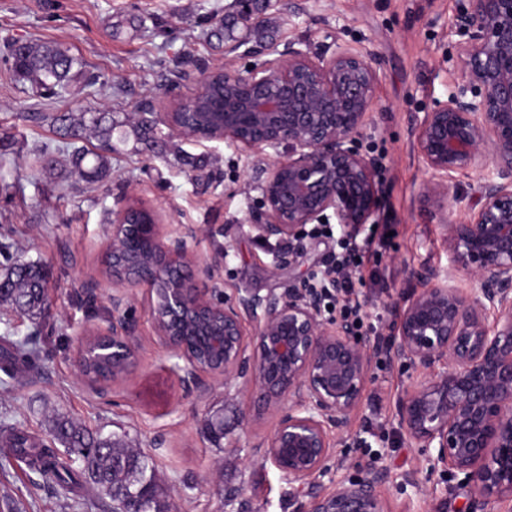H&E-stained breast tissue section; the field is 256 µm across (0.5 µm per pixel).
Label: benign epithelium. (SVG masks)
<instances>
[{
    "label": "benign epithelium",
    "mask_w": 512,
    "mask_h": 512,
    "mask_svg": "<svg viewBox=\"0 0 512 512\" xmlns=\"http://www.w3.org/2000/svg\"><path fill=\"white\" fill-rule=\"evenodd\" d=\"M454 19L464 40L448 100L424 113L413 149L430 173L423 190L448 247V269L406 271L413 290L398 308L391 338L356 335L348 320L324 317L302 282L280 295H222L224 258L192 253L164 225L131 224L129 206L104 228L112 243V322L80 333L123 371L137 363L130 291L146 288L160 342L183 365V384L207 376L224 391L246 390L277 422L264 459L303 498L302 512H383L378 487L392 480L375 464L322 489L327 461L349 433L373 360L384 352L416 375L400 397L404 435L425 449L430 469L463 478L468 512L512 502V0H467ZM224 28V65L201 69L197 85L163 113L169 129L192 141H224L274 151L256 189L265 221L255 237L303 238L309 224L361 230L379 209L377 159L359 147L373 111L377 69L368 55L341 45L313 51L270 41L283 24V0H233ZM269 58L242 76L240 49ZM480 167L476 202L448 219L457 176ZM272 273L296 252L276 250ZM469 287L459 284L460 277Z\"/></svg>",
    "instance_id": "1"
}]
</instances>
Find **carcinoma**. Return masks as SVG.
Returning <instances> with one entry per match:
<instances>
[{
	"mask_svg": "<svg viewBox=\"0 0 512 512\" xmlns=\"http://www.w3.org/2000/svg\"><path fill=\"white\" fill-rule=\"evenodd\" d=\"M10 59L16 76L45 91L63 87L76 64L60 45L30 44L26 53L12 55ZM59 121L74 142L89 136L98 142L95 151L74 148V172L87 182L105 179L110 172L108 154L112 153L115 130L112 113L87 109L69 112ZM130 133L136 142L149 149L167 150L168 141L147 109L138 115ZM48 282L46 265L11 257L9 264L0 269V304L7 305L19 316L37 319L49 306ZM38 358L39 352L25 344L6 340L0 347V369L7 374L13 372L18 362ZM48 427V440L15 428L4 431L3 440L15 454L28 459L32 470L66 492L87 486L99 498L111 501L132 492L146 498L154 512H171L169 497L150 457L125 446L122 438L104 437L63 413L54 414ZM60 446L66 449V454L59 453Z\"/></svg>",
	"mask_w": 512,
	"mask_h": 512,
	"instance_id": "cac0c4a2",
	"label": "carcinoma"
}]
</instances>
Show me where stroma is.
<instances>
[{"label": "stroma", "instance_id": "35a3bbf8", "mask_svg": "<svg viewBox=\"0 0 512 512\" xmlns=\"http://www.w3.org/2000/svg\"><path fill=\"white\" fill-rule=\"evenodd\" d=\"M230 0H0V247L45 264L52 275L50 305L40 322L0 305V337L40 351V366L0 372V428L42 435L49 415L61 412L103 435L123 438L150 456L178 512H301L287 479L263 457L260 444L273 429L250 396L225 394L218 384L184 386L177 359L159 341L146 289L132 291L139 362L125 380L95 389L79 374V333L112 320V289L104 275L103 226L131 202L158 210L163 223L187 232L190 248L208 257L227 249L218 272L225 297L237 289L281 294L308 278L336 250L332 240L307 237L297 261L271 273V244L257 240L261 223L256 184L262 154L224 142L172 135L183 154L204 169L178 163L127 138L124 124L139 103L163 113L189 94L204 64L224 61V44L206 41ZM298 12L285 34L320 47L327 39L371 54L378 80L374 108L359 142L382 156L377 173L382 208L357 241L361 265L354 295L378 334L389 336L394 304L411 288L409 268L448 266V249L432 209L422 198L429 174L413 150L425 112L446 101L458 77L454 58L460 33L453 25L464 0H291ZM55 42L78 59L61 95L40 96L6 62L7 44ZM98 109L116 124L110 174L87 183L72 174L70 139L59 116ZM42 114L39 122L30 121ZM46 149L44 168L34 153ZM413 376L398 363L371 366L360 409L328 461L332 476L357 474L374 462L395 474L417 470L419 484L380 487L384 512H466L467 497L431 471L423 450L404 438L396 401ZM224 418L222 435L206 425ZM0 512H112L110 500L87 489L63 492L0 448Z\"/></svg>", "mask_w": 512, "mask_h": 512}]
</instances>
